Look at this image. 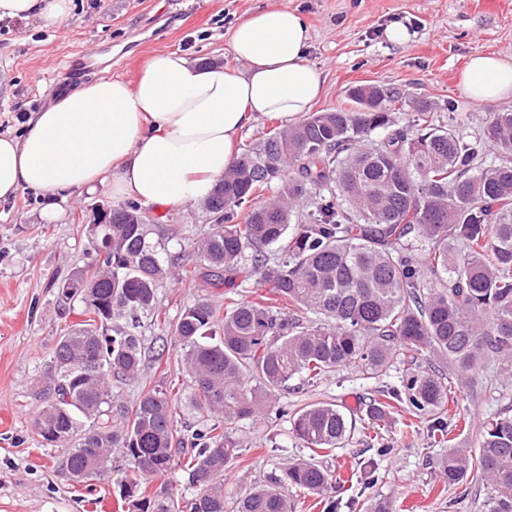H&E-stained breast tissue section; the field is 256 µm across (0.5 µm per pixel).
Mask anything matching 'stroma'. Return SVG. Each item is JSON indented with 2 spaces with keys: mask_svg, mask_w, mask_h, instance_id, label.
<instances>
[{
  "mask_svg": "<svg viewBox=\"0 0 512 512\" xmlns=\"http://www.w3.org/2000/svg\"><path fill=\"white\" fill-rule=\"evenodd\" d=\"M300 11L310 28V62L320 68L324 93L315 111L348 106V90L372 83L407 95L398 112L411 120L412 99L424 98L461 138L480 130L485 111L512 109V99L484 108L460 91L458 76L478 52L512 59V0H73L71 13L47 27L35 16L0 20V133L21 134L24 124L57 91L99 78L134 80L143 62L159 52H180L191 59L234 65L229 35L236 21L270 5ZM405 24L410 39L397 45L385 37L394 22ZM111 186L58 197L62 215L44 218L47 199L21 190L0 203V512H126L111 479L75 483L57 462L61 449L37 435L34 419L43 407L33 381L50 366L59 336L82 320V307L63 304L56 281L90 265L93 256L81 230L96 205H125ZM145 213L171 224L178 235L168 244L176 259L192 239L207 231L200 204L171 213L153 205ZM255 284L245 281L219 288H195L170 278L156 297L167 325L144 323L145 367L134 382L119 385L125 402L163 386L180 398L194 391L179 373V353L169 344V322L181 309L206 298L249 299ZM163 359H156L157 350ZM401 369L369 379L346 367L327 374L315 387L284 395L278 406L237 425L239 458L225 479L228 499L259 485L285 460L308 457L291 429L290 412L328 401L359 416L357 429L343 447L322 459L334 470V490L317 497L294 491L293 512H366L378 499L393 512H482L485 486H448L440 477V448L426 434L409 435L399 415L366 419L369 396L381 385L401 384ZM451 411L482 420L512 401L494 366L477 368L468 383L452 388Z\"/></svg>",
  "mask_w": 512,
  "mask_h": 512,
  "instance_id": "35a3bbf8",
  "label": "stroma"
}]
</instances>
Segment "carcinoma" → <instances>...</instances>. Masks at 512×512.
<instances>
[{
  "label": "carcinoma",
  "mask_w": 512,
  "mask_h": 512,
  "mask_svg": "<svg viewBox=\"0 0 512 512\" xmlns=\"http://www.w3.org/2000/svg\"><path fill=\"white\" fill-rule=\"evenodd\" d=\"M348 99L349 108L268 130L204 201L210 228L180 257L181 280L215 288L248 266L272 296H228L222 309L198 300L174 322L180 369L196 385L192 430L178 429L164 388L129 406L114 394L112 382L141 374L140 320L160 318L172 235L151 237L133 202L112 210V259L72 274L78 296L59 292L88 319L61 336L51 373L35 386L52 399L38 432L64 449L74 480L112 476L128 512H225L224 474L241 451L234 424L274 405L295 379L312 387L347 366L376 379L399 363L402 386L376 391L366 414L405 412L410 433L427 423L433 443L448 445L446 484L485 486V512H512V405L480 423L476 452L469 423L447 418V376L492 362L512 380V112L485 113L478 136L464 141L426 101L400 128L391 112L399 92L375 86L372 112L359 110V87ZM275 181L279 194L257 201ZM312 189L315 201L299 209ZM422 356L438 364L422 366ZM290 423L314 453L348 441L356 416L320 401ZM177 467L188 475L179 495L167 481ZM335 484L331 471L297 459L239 498L236 512H291V490L322 495Z\"/></svg>",
  "instance_id": "carcinoma-1"
}]
</instances>
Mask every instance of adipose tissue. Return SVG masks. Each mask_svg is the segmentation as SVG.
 <instances>
[{"mask_svg": "<svg viewBox=\"0 0 512 512\" xmlns=\"http://www.w3.org/2000/svg\"><path fill=\"white\" fill-rule=\"evenodd\" d=\"M70 9L71 0H0V18L35 15L48 26ZM309 40L296 10L272 5L233 27L235 65L162 52L135 82L101 78L54 94L20 136L0 134V200L24 189L53 199L105 183L169 211L204 200L238 161L246 128L304 115L322 94ZM459 86L477 105L512 98V60L474 54Z\"/></svg>", "mask_w": 512, "mask_h": 512, "instance_id": "obj_1", "label": "adipose tissue"}]
</instances>
